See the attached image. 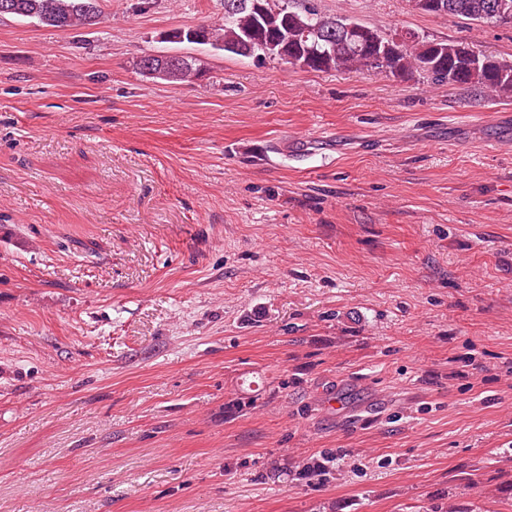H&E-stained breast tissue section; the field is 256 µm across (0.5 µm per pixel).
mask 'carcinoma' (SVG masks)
Masks as SVG:
<instances>
[{"instance_id":"1","label":"carcinoma","mask_w":512,"mask_h":512,"mask_svg":"<svg viewBox=\"0 0 512 512\" xmlns=\"http://www.w3.org/2000/svg\"><path fill=\"white\" fill-rule=\"evenodd\" d=\"M15 17L34 19L45 27L90 26L100 16L98 0H13ZM245 5L224 14V24L202 28L206 45L215 51L244 58L282 59L286 55L302 68L316 71L365 70L403 78L413 72L429 84L469 85L501 97H512V62L488 56L475 65L460 56L459 43L419 39L398 45L386 34L367 25L357 41L339 22L341 16L320 13L311 0H265L271 15L283 18L280 27L263 26L261 18ZM448 17L488 23L500 0H441ZM191 59L168 70V81L181 82L196 74Z\"/></svg>"}]
</instances>
